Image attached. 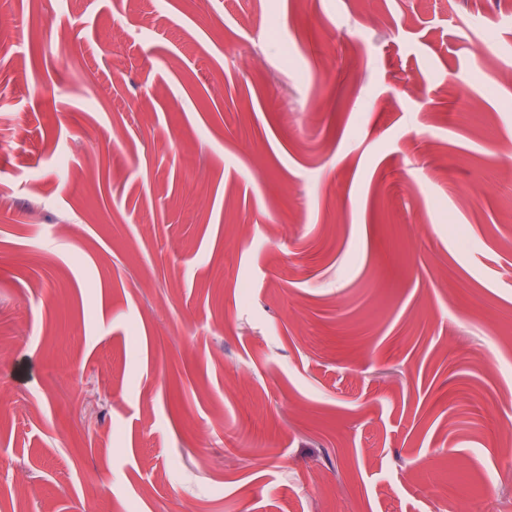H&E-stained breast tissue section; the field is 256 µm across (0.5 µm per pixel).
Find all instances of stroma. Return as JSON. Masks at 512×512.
Returning a JSON list of instances; mask_svg holds the SVG:
<instances>
[{
	"label": "stroma",
	"mask_w": 512,
	"mask_h": 512,
	"mask_svg": "<svg viewBox=\"0 0 512 512\" xmlns=\"http://www.w3.org/2000/svg\"><path fill=\"white\" fill-rule=\"evenodd\" d=\"M0 45V512H512L504 0H0Z\"/></svg>",
	"instance_id": "1"
}]
</instances>
